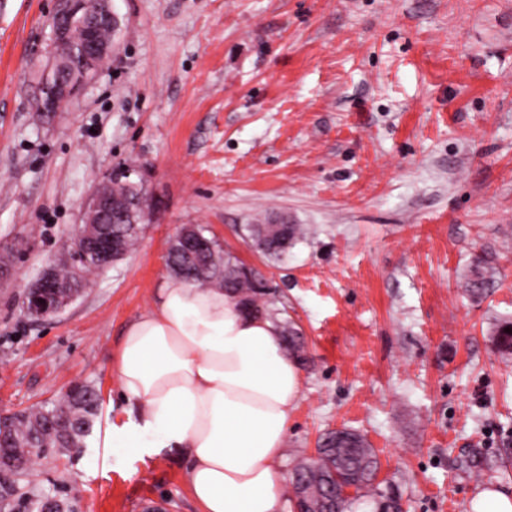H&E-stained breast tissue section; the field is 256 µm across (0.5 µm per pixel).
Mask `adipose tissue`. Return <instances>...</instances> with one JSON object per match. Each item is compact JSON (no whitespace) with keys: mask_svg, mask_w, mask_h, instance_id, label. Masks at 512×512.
Listing matches in <instances>:
<instances>
[{"mask_svg":"<svg viewBox=\"0 0 512 512\" xmlns=\"http://www.w3.org/2000/svg\"><path fill=\"white\" fill-rule=\"evenodd\" d=\"M114 370L128 407L105 447L181 449L201 512H291L280 460L302 375L273 320L174 276L127 326Z\"/></svg>","mask_w":512,"mask_h":512,"instance_id":"1","label":"adipose tissue"}]
</instances>
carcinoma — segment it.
Wrapping results in <instances>:
<instances>
[{"instance_id":"carcinoma-1","label":"carcinoma","mask_w":512,"mask_h":512,"mask_svg":"<svg viewBox=\"0 0 512 512\" xmlns=\"http://www.w3.org/2000/svg\"><path fill=\"white\" fill-rule=\"evenodd\" d=\"M99 191L112 197V211L124 219H117V228L124 231L122 239L126 250L135 247L142 229L141 216L131 215L132 200L143 194L141 184L130 180L120 171L112 173V179L99 185ZM272 217L263 216L249 225L251 245L267 257L278 258L302 234L298 224L287 225L286 235L274 243H263L259 239L260 227L270 223ZM171 271L200 288H222L237 299L249 312L279 320V328L289 352L298 361L307 360L303 337L295 323L284 317L286 309L274 307L269 298L270 289L264 276L254 268H246L236 257L224 251L219 243L213 249L186 261L182 242L171 240L168 255ZM490 284L488 270L478 260L467 275L465 288L473 297L485 294ZM495 348L503 354H512V321H505L495 329ZM99 394L84 383H75L64 394L58 404L51 408L39 407L19 416L7 418L9 424L0 431V449L20 459L41 448H82L87 436L92 433L97 417ZM373 450L358 433L347 429L326 432L318 443L317 455L306 458L295 470L293 491L299 498L298 505L311 500L322 502L330 512H344L345 499L336 495V489L352 486L355 491L364 489L371 482Z\"/></svg>"}]
</instances>
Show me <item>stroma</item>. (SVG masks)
I'll return each instance as SVG.
<instances>
[{
    "instance_id": "1",
    "label": "stroma",
    "mask_w": 512,
    "mask_h": 512,
    "mask_svg": "<svg viewBox=\"0 0 512 512\" xmlns=\"http://www.w3.org/2000/svg\"><path fill=\"white\" fill-rule=\"evenodd\" d=\"M58 0H0V414L99 392L78 452L10 475L6 512H199L176 448L103 445L124 419L112 356L197 225L258 269L308 360L281 468L330 430L378 469L350 512H466L512 491V0H112L111 58L54 112L34 103ZM131 166L152 206L136 250L61 313L27 289L68 255L100 177ZM307 228L279 259L250 246L258 211ZM492 283L464 288L474 260Z\"/></svg>"
}]
</instances>
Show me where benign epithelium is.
<instances>
[{"label": "benign epithelium", "instance_id": "7a95c632", "mask_svg": "<svg viewBox=\"0 0 512 512\" xmlns=\"http://www.w3.org/2000/svg\"><path fill=\"white\" fill-rule=\"evenodd\" d=\"M115 17L112 12V0H73L52 18L54 37L71 38L78 50L75 66L71 74L65 75L54 67H49L42 84V95L35 102L37 112H48L62 98L75 95L83 85L95 75L98 59L112 54V46L100 40L97 34V22ZM112 214V199L93 190L84 212V220L78 228L73 241V249L69 256L59 261V265L70 273L84 274L80 267L94 258L103 264L123 256L122 244L117 234L104 230L98 234L92 232L90 224H103ZM59 283L49 277L42 276L26 292L24 310L35 318L54 316L78 295L74 290L68 296L58 292Z\"/></svg>", "mask_w": 512, "mask_h": 512}]
</instances>
